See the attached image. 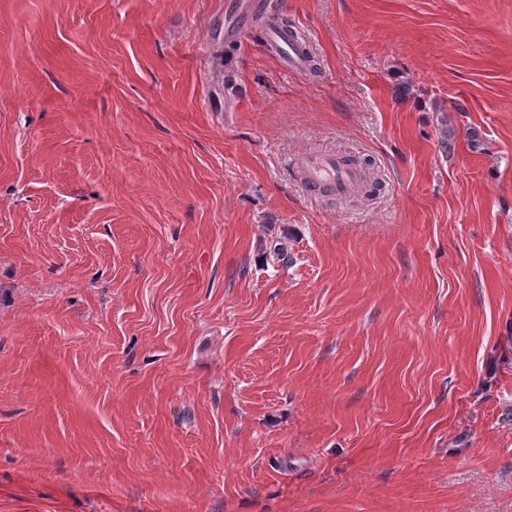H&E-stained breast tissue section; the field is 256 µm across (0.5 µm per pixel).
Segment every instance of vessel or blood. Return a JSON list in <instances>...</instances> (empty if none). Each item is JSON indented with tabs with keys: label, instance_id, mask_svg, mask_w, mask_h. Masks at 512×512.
<instances>
[{
	"label": "vessel or blood",
	"instance_id": "vessel-or-blood-1",
	"mask_svg": "<svg viewBox=\"0 0 512 512\" xmlns=\"http://www.w3.org/2000/svg\"><path fill=\"white\" fill-rule=\"evenodd\" d=\"M267 43L283 57L290 69L301 70L308 62L297 44L278 28L267 33ZM308 187L336 199H347L358 192L363 183L362 171L344 157L334 154H305L300 158Z\"/></svg>",
	"mask_w": 512,
	"mask_h": 512
}]
</instances>
